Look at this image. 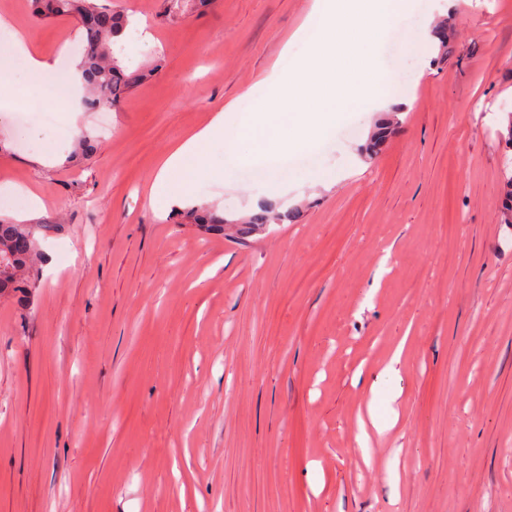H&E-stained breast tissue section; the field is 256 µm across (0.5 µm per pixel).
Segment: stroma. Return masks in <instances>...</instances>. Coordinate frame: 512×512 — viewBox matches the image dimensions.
I'll return each mask as SVG.
<instances>
[{
    "label": "stroma",
    "instance_id": "stroma-1",
    "mask_svg": "<svg viewBox=\"0 0 512 512\" xmlns=\"http://www.w3.org/2000/svg\"><path fill=\"white\" fill-rule=\"evenodd\" d=\"M133 15L119 107L42 108L98 144L74 157L0 105V218L46 225L27 308L0 300V512H512V224L499 221L512 112V0H419L382 53L410 100L377 154L380 113L348 109L298 182L241 163L192 194L235 217L295 208L248 238L149 204L166 154L281 60L311 0H102ZM448 6L447 51L424 42ZM0 15L31 50L76 58L74 20ZM318 174L324 185L303 184ZM395 371L387 365L393 353ZM373 400L384 435L359 439Z\"/></svg>",
    "mask_w": 512,
    "mask_h": 512
}]
</instances>
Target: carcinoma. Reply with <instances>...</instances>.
Wrapping results in <instances>:
<instances>
[{"label": "carcinoma", "instance_id": "carcinoma-1", "mask_svg": "<svg viewBox=\"0 0 512 512\" xmlns=\"http://www.w3.org/2000/svg\"><path fill=\"white\" fill-rule=\"evenodd\" d=\"M36 18L67 17L79 25L83 41L80 71L88 96L83 106L88 110L115 108L144 73L123 67L113 50V39L128 26L125 14L114 11L98 0H34ZM505 200L501 223L512 224V170L505 172ZM299 211L277 212L263 206L242 222V233L259 224H293ZM184 218L208 230L224 231L226 218L213 211L189 209ZM43 224H15L0 221V298L16 296L35 287L39 279L37 260L41 255L39 232Z\"/></svg>", "mask_w": 512, "mask_h": 512}]
</instances>
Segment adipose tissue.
Listing matches in <instances>:
<instances>
[{"label": "adipose tissue", "instance_id": "adipose-tissue-1", "mask_svg": "<svg viewBox=\"0 0 512 512\" xmlns=\"http://www.w3.org/2000/svg\"><path fill=\"white\" fill-rule=\"evenodd\" d=\"M415 0H313L305 22L283 46L305 49L295 54L288 71L271 69L260 81L263 94L256 111H237L228 104L210 122L173 147L154 176L151 202L168 206L166 188L180 177L184 190L193 184L231 177L241 162L243 139L256 136V157L267 170L280 174L282 159L298 149L315 147L341 118V106L353 102L370 112L405 110L378 61L379 48L397 15L413 9ZM0 31L9 36L10 49L0 54V98L15 88L3 79L13 56L26 58L32 82L40 83L57 70V63L29 54L10 23L0 19ZM222 145L223 169L208 157L213 145Z\"/></svg>", "mask_w": 512, "mask_h": 512}]
</instances>
